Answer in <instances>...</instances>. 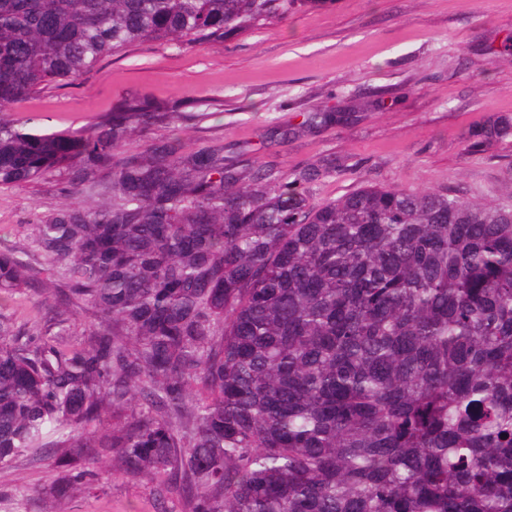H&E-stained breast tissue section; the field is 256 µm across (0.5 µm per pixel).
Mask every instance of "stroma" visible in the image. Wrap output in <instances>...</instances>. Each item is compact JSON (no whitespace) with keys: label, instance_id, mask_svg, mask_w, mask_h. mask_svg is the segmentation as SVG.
I'll use <instances>...</instances> for the list:
<instances>
[{"label":"stroma","instance_id":"35a3bbf8","mask_svg":"<svg viewBox=\"0 0 512 512\" xmlns=\"http://www.w3.org/2000/svg\"><path fill=\"white\" fill-rule=\"evenodd\" d=\"M512 0H330L223 41L134 44L72 81L53 82L14 116L31 131L91 127L126 99L164 113L131 131L125 157L153 141L223 153L293 181L314 204L366 186L451 190L475 201L512 191V135L477 144L490 118H512ZM318 112L332 122L314 121ZM65 169L0 186V249L32 266L34 216L70 204ZM55 277L0 296L13 331L54 315ZM59 453L0 469V512H185L177 492L117 471L61 499Z\"/></svg>","mask_w":512,"mask_h":512}]
</instances>
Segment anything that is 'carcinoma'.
Instances as JSON below:
<instances>
[{"instance_id": "carcinoma-1", "label": "carcinoma", "mask_w": 512, "mask_h": 512, "mask_svg": "<svg viewBox=\"0 0 512 512\" xmlns=\"http://www.w3.org/2000/svg\"><path fill=\"white\" fill-rule=\"evenodd\" d=\"M326 0H0V185L64 165L75 201L31 247L91 319H0V469L61 449V496L99 449L188 512H512V198L366 187L311 205L161 139L138 100L85 132L8 108L133 43L223 40ZM512 134L496 118L482 137ZM32 269L0 251V292ZM119 423L93 440L102 415Z\"/></svg>"}]
</instances>
